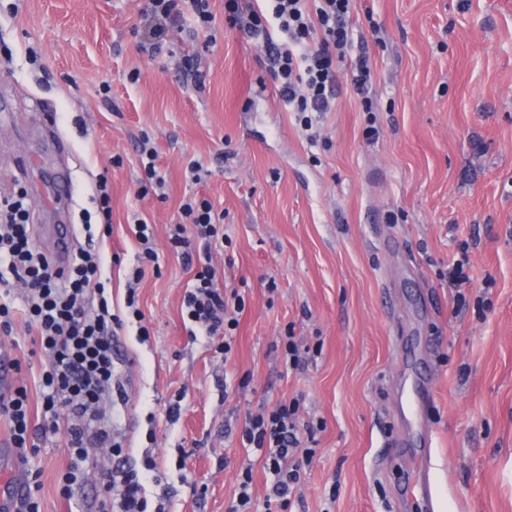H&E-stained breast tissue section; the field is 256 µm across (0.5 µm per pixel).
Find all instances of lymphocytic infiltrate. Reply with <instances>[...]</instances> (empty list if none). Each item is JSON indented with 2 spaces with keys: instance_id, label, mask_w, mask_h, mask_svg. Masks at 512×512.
<instances>
[{
  "instance_id": "1",
  "label": "lymphocytic infiltrate",
  "mask_w": 512,
  "mask_h": 512,
  "mask_svg": "<svg viewBox=\"0 0 512 512\" xmlns=\"http://www.w3.org/2000/svg\"><path fill=\"white\" fill-rule=\"evenodd\" d=\"M266 2L257 8L250 0H224L225 20L263 48L280 99L311 127L312 113L330 111L336 98L339 64L352 46L355 0ZM214 20L210 0H143L137 49L157 57L185 25L206 33ZM32 210L25 190L0 199V334L11 335L16 313L24 314L44 359L41 412L32 414L27 389L18 386L0 395V418L7 420L19 449L34 447L35 436L64 434L71 482L84 474L90 449L122 455L102 404L116 383L113 350L125 322L110 308L100 255L82 248L65 265L56 264L35 243ZM180 212L168 247L194 268L182 305L189 321L206 335L223 337V351L231 353L245 302L237 289L216 286L212 248L228 240L224 216L195 194L185 197ZM15 291L23 303L19 311L10 300ZM299 409V400L278 402L249 414L241 429L240 443L263 463L269 506L290 504L316 454L301 438ZM164 477L153 451L145 450L140 466H116L108 473L98 512H166L164 504H150L146 496L147 482Z\"/></svg>"
}]
</instances>
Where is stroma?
<instances>
[{"label": "stroma", "instance_id": "stroma-1", "mask_svg": "<svg viewBox=\"0 0 512 512\" xmlns=\"http://www.w3.org/2000/svg\"><path fill=\"white\" fill-rule=\"evenodd\" d=\"M212 8L213 42L188 29L150 61L137 51L138 0H0V195L28 191L48 253L61 225L83 244L84 211L107 176L112 234L95 247L122 315L134 221L154 226L158 264L137 290L150 336L128 324L116 360L125 401L112 426L127 463L153 449L175 485L170 512H230L246 415L297 397L301 422L320 429L291 512H512V0H357L376 109L363 111L342 80L309 130L260 47L226 30L224 0ZM144 134L166 180L159 195L138 192ZM194 161L212 171L200 185ZM63 176L75 190L57 205ZM193 193L224 213L231 242L213 252L217 281L245 300L228 359L181 315L193 272L167 236ZM463 240L461 306L439 273ZM288 329L310 348L298 370L274 348ZM404 336L433 348L430 503L411 485L419 437ZM70 463L59 435L26 458L0 456L21 478L39 472L40 512H96L100 471L61 497Z\"/></svg>", "mask_w": 512, "mask_h": 512}]
</instances>
